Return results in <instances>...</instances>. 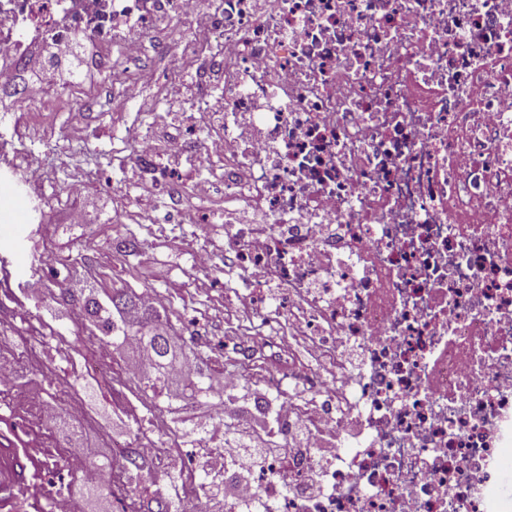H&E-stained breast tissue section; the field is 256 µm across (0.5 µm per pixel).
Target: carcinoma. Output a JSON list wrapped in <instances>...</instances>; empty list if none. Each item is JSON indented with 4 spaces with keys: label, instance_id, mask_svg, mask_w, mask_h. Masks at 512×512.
<instances>
[{
    "label": "carcinoma",
    "instance_id": "1",
    "mask_svg": "<svg viewBox=\"0 0 512 512\" xmlns=\"http://www.w3.org/2000/svg\"><path fill=\"white\" fill-rule=\"evenodd\" d=\"M63 298L81 305L87 322L104 331L105 337L112 340L115 352L138 349L146 355L150 366L145 369L141 384L144 388L161 394L166 390L170 376L181 365L177 360V351L172 334V325L167 315L161 314L155 306L144 304L135 291L114 289L107 300H100L93 292H69ZM182 398L198 401L220 392L213 384L211 373L197 368L193 375L180 376ZM95 468L101 475L98 486L88 488L94 495L102 493L107 482L119 471H140L144 464L136 455L126 452L122 461L110 464H97Z\"/></svg>",
    "mask_w": 512,
    "mask_h": 512
}]
</instances>
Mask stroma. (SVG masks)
Returning <instances> with one entry per match:
<instances>
[{
	"label": "stroma",
	"mask_w": 512,
	"mask_h": 512,
	"mask_svg": "<svg viewBox=\"0 0 512 512\" xmlns=\"http://www.w3.org/2000/svg\"><path fill=\"white\" fill-rule=\"evenodd\" d=\"M74 82L99 101L98 106L82 113L83 144L70 152L74 168L96 173L95 183L77 200L66 194L69 171L53 167L57 153L63 149L64 132L74 119L73 113L38 114L13 98L0 99V132L25 131L37 119L48 125L49 135L30 146L29 152L35 161L54 169L48 208L40 223L28 222L24 204L16 193L0 189V261L10 262L23 273L39 253L55 260H70L64 279L44 289L40 298L26 299L18 306L19 311L31 310L51 321L54 333L70 342L67 354L28 336L19 322L7 320L0 322V360L10 359L16 351L34 349L35 356L26 373L16 380V388L24 393L28 405L50 410L47 432L56 443L76 446L91 460L103 463L116 455V443L134 438L138 429L150 422L151 415L142 410L144 397L137 390L130 395V410L117 409L112 366L104 362L99 340L88 336L84 328L74 326L66 307L58 301L70 279H87L99 295L115 288L138 291L152 286L160 297L161 310L180 335L179 344L186 359H201L219 381L241 371L236 357L227 349L238 338V326L224 307V292L230 289L244 296L250 288L239 272L221 265L215 267L210 287L199 290L188 284L194 249L207 246L216 250L224 244V219L220 216L210 224H166L157 237L142 243L136 254L128 256L118 250V242L140 236L141 227L117 209L116 189H135L137 181L134 169L119 165L115 150L121 145L124 125L140 122L142 115L116 108L119 87L100 71L75 77ZM73 205L89 209L87 224L67 223L66 213ZM89 227L100 236V255L96 260L80 262L74 255L80 237ZM87 384L94 388L88 413L79 419L70 418L67 405L54 393L69 385L80 390ZM42 483L51 494L65 489L74 502V512H94L98 502L102 503L103 512H125L129 501L138 499L143 488L157 491L170 486L167 471L156 468L130 479L128 485L107 487L95 500L87 496L75 475L52 462L43 469Z\"/></svg>",
	"instance_id": "stroma-1"
}]
</instances>
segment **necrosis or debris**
Here are the masks:
<instances>
[{
  "label": "necrosis or debris",
  "mask_w": 512,
  "mask_h": 512,
  "mask_svg": "<svg viewBox=\"0 0 512 512\" xmlns=\"http://www.w3.org/2000/svg\"><path fill=\"white\" fill-rule=\"evenodd\" d=\"M78 33L147 119L124 146L148 188L125 205L149 225L160 202L169 224L223 210L219 257L257 290L238 356L252 363L262 336L288 370L287 389L267 384L284 453L224 512H497L512 460V0H0V88L55 108L24 77ZM154 54L177 71L149 104ZM174 107L190 121L163 153L154 130ZM12 145L0 135V159L22 162L42 210L51 175ZM0 409L44 447L42 414L5 393ZM231 435L217 414L130 448L154 464L202 449L219 481Z\"/></svg>",
  "instance_id": "4bbe7bcc"
}]
</instances>
